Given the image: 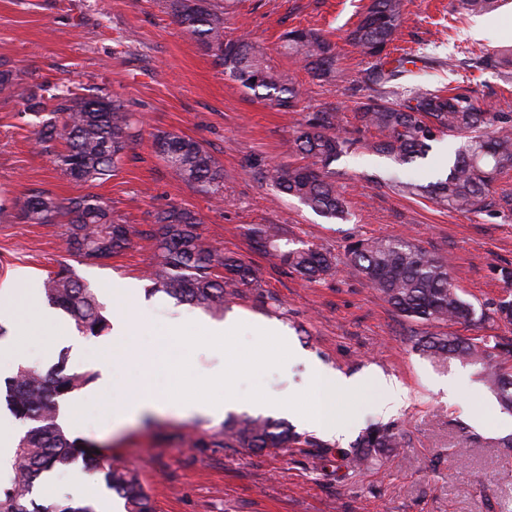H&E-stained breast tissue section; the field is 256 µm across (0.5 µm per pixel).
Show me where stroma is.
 <instances>
[{"label":"stroma","mask_w":512,"mask_h":512,"mask_svg":"<svg viewBox=\"0 0 512 512\" xmlns=\"http://www.w3.org/2000/svg\"><path fill=\"white\" fill-rule=\"evenodd\" d=\"M218 2L228 35L250 31L271 64L291 78L299 92L295 111H279L225 76L212 53L179 28L166 0H0V70L11 71L17 85L14 95H0V295L14 300L0 316L6 329L0 340L20 341L28 365L47 370L61 362L70 373L94 370L101 348L111 346V386L94 381L71 393L67 401L78 416L65 432L111 446L116 460L138 473L154 512H512V411L489 390L479 366L428 359L413 343L420 324L363 281L340 272L306 282L256 251L250 237L253 228L277 224L294 241L337 255L358 238H405L446 262L461 296L490 312L512 291V281L499 274L512 269V210L451 212L401 191L402 183L424 185L447 172L462 146L456 137H438L426 158L405 165L367 148L373 135L357 132L353 113L372 94L365 76L374 60L345 35L371 0ZM481 18L496 20L498 32L472 35ZM293 28L321 31L335 43V80L313 79L280 53V35ZM393 46L412 59L401 90L454 86L467 77L481 107L512 113V76L484 64L487 56L512 49V0H498L487 11L465 0H405ZM54 86L105 90L143 130L120 167L94 188L134 231L129 248L104 260L70 255L64 225L20 217L30 192L62 199L87 190L35 143L26 99ZM316 112L338 113L342 131L361 140L333 165L348 205L342 220L314 214L277 193L267 178L270 165L288 161L289 140ZM157 132L198 140L213 155L224 171L222 206L157 156ZM173 205L195 210L204 238L260 271L258 285L229 297L224 314L149 290L146 273L158 250L147 232L154 213ZM63 264L96 289L108 322L146 317L148 326L136 329L134 340L157 356L165 354L158 343L171 319L203 327L235 317L245 326V343L269 325L293 352L282 368L262 375L270 397L307 390L320 370L362 380L366 396L344 424V437L329 448H216L208 439L221 418L171 410L112 429V407L128 397L138 372L121 340L84 338L80 358L58 345L74 322L60 310L45 322L41 288ZM380 374L409 390L389 415L376 409L383 391L373 378ZM373 423L391 425L401 446L354 467L344 452ZM76 495L101 510L117 500L80 460L56 466L47 493L58 502Z\"/></svg>","instance_id":"obj_1"}]
</instances>
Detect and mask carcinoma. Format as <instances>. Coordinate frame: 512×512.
I'll list each match as a JSON object with an SVG mask.
<instances>
[{
  "label": "carcinoma",
  "mask_w": 512,
  "mask_h": 512,
  "mask_svg": "<svg viewBox=\"0 0 512 512\" xmlns=\"http://www.w3.org/2000/svg\"><path fill=\"white\" fill-rule=\"evenodd\" d=\"M177 24L214 52L224 73L246 92L268 99L284 109L296 106L297 92L285 73L270 65L260 44L249 35H224V9L212 0H168ZM402 0H372L347 41L378 59L368 73L375 96L357 107L355 119L380 134L372 148L402 163L422 158L437 135L464 138L446 176L423 193L450 211L476 213L501 205L512 206V194L494 198L490 186L500 172L512 166V113L493 112L476 105L468 88L412 91L391 102L395 81L406 72V56L382 60L399 28ZM280 48L302 63L318 80L336 77V48L312 30H290ZM27 108L39 118L36 142L55 157L60 170L76 182L100 184L122 163L130 144L140 136L124 104L99 89L78 95L60 90L49 96L32 94ZM155 153L184 181L220 202L224 172L197 140L172 132L153 136ZM357 145L337 128L333 112L307 120L289 149L305 163H278L268 177L282 193L328 220L347 213L336 190L330 166ZM22 219L31 224L67 225L68 252L86 260H100L126 249L131 242L127 225L119 222L101 195L85 193L57 199L42 191L26 197ZM193 210L171 206L156 212L149 236L156 240L158 264L149 273L155 290L213 313L224 312V298L249 287L255 271L208 243L199 232ZM256 247L309 282L344 269L366 282L401 315L425 325H475L485 314L464 299L448 266L407 239H358L338 257L319 247L296 243L277 227L251 230ZM47 301L66 312L84 336H101L108 328L94 290L67 265L48 275L43 285ZM422 353L439 361L458 360L480 366L484 380L500 403L512 408V374L505 370L512 356V339L497 335L472 337L427 333L417 339ZM95 378L92 372L43 373L21 365L6 386L8 411L26 427L12 455L0 462V512H97L90 500L65 504L38 499L37 479L52 467L76 457L93 461L90 473L102 476L108 490L123 500L124 512H153L137 474L112 460V449L86 440L69 439L59 423L60 401ZM327 448L329 444L302 438L290 427L261 416L243 414L224 422L212 435L220 448H286L290 444ZM390 427L367 429L349 455L355 466L365 465L372 453L396 448Z\"/></svg>",
  "instance_id": "1"
}]
</instances>
